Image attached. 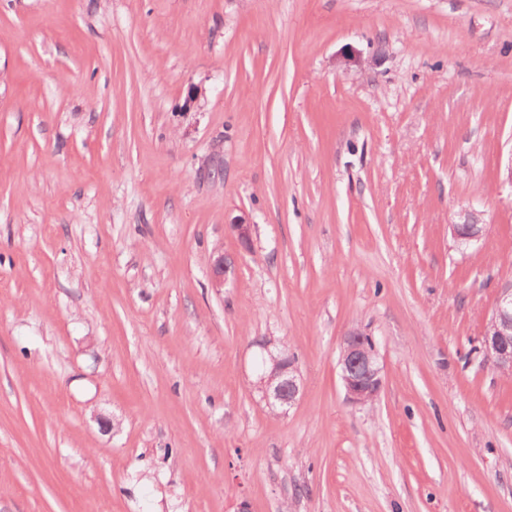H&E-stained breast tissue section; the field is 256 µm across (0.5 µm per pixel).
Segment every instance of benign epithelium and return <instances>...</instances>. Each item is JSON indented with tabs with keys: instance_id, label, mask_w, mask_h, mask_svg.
I'll use <instances>...</instances> for the list:
<instances>
[{
	"instance_id": "benign-epithelium-1",
	"label": "benign epithelium",
	"mask_w": 512,
	"mask_h": 512,
	"mask_svg": "<svg viewBox=\"0 0 512 512\" xmlns=\"http://www.w3.org/2000/svg\"><path fill=\"white\" fill-rule=\"evenodd\" d=\"M475 224H450L448 230L459 243L479 236ZM484 358L497 371L512 373V283L505 284L498 295L481 340ZM273 368L259 378L257 385L270 407L290 406L298 399L301 377L288 357H274ZM341 380L347 400L365 405L375 400L382 388V368L375 348L360 330H351L343 338L340 356Z\"/></svg>"
}]
</instances>
